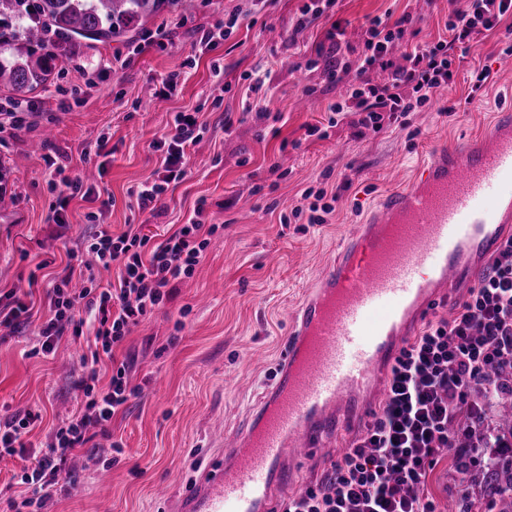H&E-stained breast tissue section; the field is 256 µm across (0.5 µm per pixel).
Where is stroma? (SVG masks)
<instances>
[{"mask_svg": "<svg viewBox=\"0 0 512 512\" xmlns=\"http://www.w3.org/2000/svg\"><path fill=\"white\" fill-rule=\"evenodd\" d=\"M303 5L270 0L257 10L252 0H194L186 12L146 19L122 41L82 47L79 66L58 61L52 83L28 95L33 109L20 128L0 115V167L10 171L13 199L0 210V293L32 294L31 318L0 339V418L40 410L35 444L46 445L51 428L85 409L77 385L85 342L66 336L53 354L37 353L36 330L47 309L44 288L28 286L30 272L53 276L101 223L116 235L135 224L159 238L199 206L201 222L218 227L193 277L176 282L174 301L147 316L125 343L122 354L142 391L113 418L110 438L95 439L102 447L122 444L117 462L105 469L89 461V449L79 451L84 465L64 476L52 512H174L182 486L221 454L212 428H242L261 401L287 340L290 311L361 222L363 208L403 185L430 147L465 142L487 128L494 111L512 107V35L501 31L456 63L446 95L411 113L408 130L359 138L351 119L329 125L327 107L343 87L329 80L325 65H305L325 44L329 24L298 27ZM465 5L337 0L333 16L357 51L365 18L422 15L418 29L404 35L406 48L444 35L449 14ZM232 14L240 26L199 53L201 32ZM485 65L491 76L472 92ZM174 71L181 81L160 94ZM302 97L309 108H299ZM182 110L198 113L206 127L189 156V174L160 202L139 208L132 191L159 166L152 143ZM312 126L321 135H309ZM39 139L45 145L37 151L32 143ZM103 140L112 150L107 158L97 154ZM49 156L72 178L98 172L92 196L71 201L66 228L50 219L57 193ZM319 187L339 193L325 223H281V215L303 205L306 190ZM230 197L236 203L228 208ZM455 462L452 455L442 460L424 488L437 512H460L462 497L475 492ZM102 476L110 487L105 502ZM161 483L171 495L164 504L154 495Z\"/></svg>", "mask_w": 512, "mask_h": 512, "instance_id": "35a3bbf8", "label": "stroma"}]
</instances>
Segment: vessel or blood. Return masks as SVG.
<instances>
[{
	"instance_id": "vessel-or-blood-1",
	"label": "vessel or blood",
	"mask_w": 512,
	"mask_h": 512,
	"mask_svg": "<svg viewBox=\"0 0 512 512\" xmlns=\"http://www.w3.org/2000/svg\"><path fill=\"white\" fill-rule=\"evenodd\" d=\"M511 225L506 108L485 134L433 151L341 242L292 313L279 373L250 422L225 437L220 463L185 487L178 512H283L295 463L368 410L422 319L479 276Z\"/></svg>"
}]
</instances>
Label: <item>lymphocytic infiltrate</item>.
I'll list each match as a JSON object with an SVG mask.
<instances>
[{"label":"lymphocytic infiltrate","mask_w":512,"mask_h":512,"mask_svg":"<svg viewBox=\"0 0 512 512\" xmlns=\"http://www.w3.org/2000/svg\"><path fill=\"white\" fill-rule=\"evenodd\" d=\"M512 18V0H466L454 10L446 34L436 42L407 52L404 64L391 59V46L420 16L374 17L363 25L364 41L355 63L342 48L344 29L332 22L327 30L330 80L347 81L336 113L355 112L357 137L401 123L408 113L428 105L438 89L452 84V65ZM382 72L381 81L372 73ZM203 125L193 112H178L171 132L154 142L164 154L159 170L135 190L139 207L156 202L187 176L191 149L201 140ZM213 228L196 219L180 225L160 244L136 230L113 235L99 228L87 251L98 266L118 271L106 284L88 276L80 292L70 284L74 266L56 273L48 294V314L38 328L43 354L53 353L64 336H85L88 371L78 385L86 411L56 426L45 449L34 450L26 436L40 414L24 411L0 420V457L19 456L20 481L29 495L14 503L15 512H46L67 462L91 440L89 432L107 431L125 412L138 389L131 383V365L116 352L133 329L176 296V281L191 278L204 258ZM512 364V234L505 236L478 286L470 288L453 316L427 321L400 350L387 374L384 396L349 443L340 459L331 461L327 477L288 496L284 512H436L422 487L442 458L455 452L451 426L466 415L481 421L497 393L489 381L492 368ZM110 365L108 383L100 381V365ZM481 389L483 402L471 398Z\"/></svg>","instance_id":"f902f5d3"}]
</instances>
